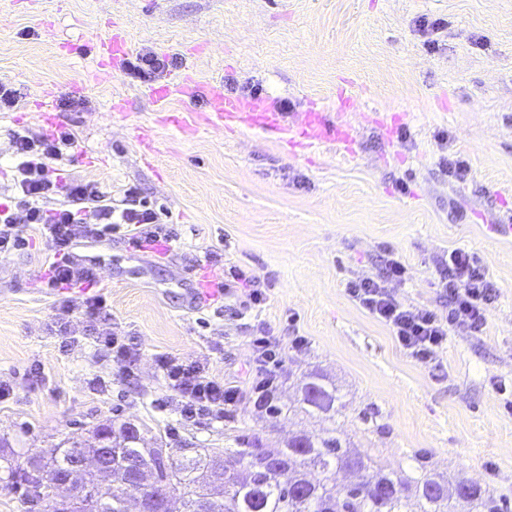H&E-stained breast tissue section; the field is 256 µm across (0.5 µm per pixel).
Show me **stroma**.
<instances>
[{"label": "stroma", "mask_w": 512, "mask_h": 512, "mask_svg": "<svg viewBox=\"0 0 512 512\" xmlns=\"http://www.w3.org/2000/svg\"><path fill=\"white\" fill-rule=\"evenodd\" d=\"M116 30L132 52L173 59L168 112L197 120L195 133L167 124L153 83L122 70L91 79ZM188 77L190 97L179 91ZM0 81L19 93L0 110V198L13 193L14 131L67 127L79 144L58 163L68 178L116 202L137 186L177 235L139 251L116 234L72 253L107 302L99 330L137 343L131 364L99 349L81 317L57 335L49 239L28 232L0 260V380L13 387L0 457H46L101 424H135L148 447L170 451L279 448L333 426L374 466L410 473L422 456L512 512V0H0ZM214 83L280 113L288 135L202 124ZM72 96L83 106L61 108ZM115 98L124 111H111ZM308 112L346 140L306 147L295 130ZM456 159L465 179L448 174ZM459 247L499 296L481 332L450 331L438 366L424 365L348 284L394 257L406 268L397 297L442 310L436 270ZM234 266L255 277L260 304L237 288L200 294L201 274ZM258 336L279 343V404H296L317 373L342 395L334 419L269 414L246 398L223 421L181 420L157 355L240 385ZM95 378L107 389L93 390Z\"/></svg>", "instance_id": "stroma-1"}]
</instances>
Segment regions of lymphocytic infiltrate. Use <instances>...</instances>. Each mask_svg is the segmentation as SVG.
I'll return each instance as SVG.
<instances>
[{"label": "lymphocytic infiltrate", "mask_w": 512, "mask_h": 512, "mask_svg": "<svg viewBox=\"0 0 512 512\" xmlns=\"http://www.w3.org/2000/svg\"><path fill=\"white\" fill-rule=\"evenodd\" d=\"M13 142L18 158L16 193L0 205V258H8L26 244V230L45 235L55 247L47 285L64 293L55 315L59 332H67L69 319L75 314L96 322L104 317L106 304L101 295L83 292V285L94 283L96 276L92 268L74 262V246L101 241L121 227L126 230L129 245L136 249L158 241L169 244L176 236L163 229L156 211L136 187L126 189L117 208L97 183L63 181L51 172L52 161L77 147V138L69 128L56 127L40 135L22 129L15 131ZM50 199L55 202L51 208L46 205ZM404 274L403 264L392 258L386 263L382 280L361 278L351 282L347 292L369 315L388 326L411 358L427 365L436 363L451 329L463 327L474 333L483 329L498 291L475 253L453 249L440 267L438 285L448 298L444 313L406 304L386 289V282L402 280ZM278 356L275 339H254L251 363L256 374L249 392L255 405L269 404L274 399ZM156 365L173 393L182 420L201 416L223 420L229 408L242 399L239 386L224 385L198 361L164 353L157 355Z\"/></svg>", "instance_id": "lymphocytic-infiltrate-1"}]
</instances>
